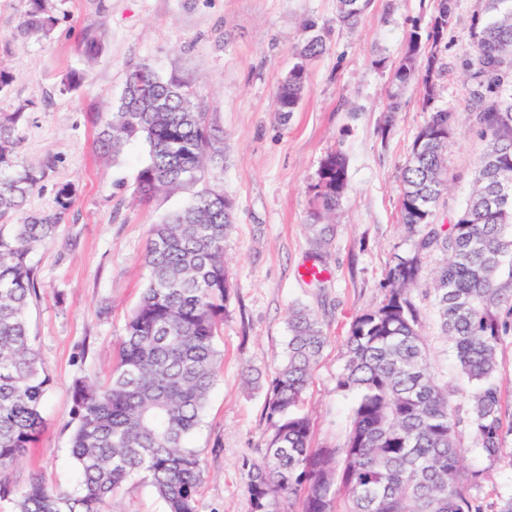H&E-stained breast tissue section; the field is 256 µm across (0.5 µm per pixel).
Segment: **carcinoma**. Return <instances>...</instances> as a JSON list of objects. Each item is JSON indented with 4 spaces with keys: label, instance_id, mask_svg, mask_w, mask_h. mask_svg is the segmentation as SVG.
Listing matches in <instances>:
<instances>
[{
    "label": "carcinoma",
    "instance_id": "obj_1",
    "mask_svg": "<svg viewBox=\"0 0 512 512\" xmlns=\"http://www.w3.org/2000/svg\"><path fill=\"white\" fill-rule=\"evenodd\" d=\"M427 37L415 25L395 71L405 86L418 82L415 56L423 41L427 70L439 72L440 30L458 20L457 0H436ZM495 18L475 33L469 65V117L486 140L469 202L445 230L436 207L446 191L448 140L457 113L431 109L434 85L422 99L427 112L412 155L401 173V224L414 253L398 259L382 303L357 315L346 339L338 388L353 398L351 426L340 448H313L311 424L296 412L321 356L326 337L315 311L288 315L287 362L268 380L266 418L271 430L260 460L247 464L253 512H335L338 495L347 512H485L471 487L478 471H464L465 449L457 429L466 425L488 461L504 457L502 400L496 381L498 345L512 326V8L490 0ZM369 0H337L336 22L354 28ZM56 23L49 0H24L8 42L43 39ZM97 24H88L84 53L100 49ZM297 59L324 51L325 32L305 27ZM307 76L284 79L279 112L296 111ZM21 110L0 114V221L8 220L40 185L42 165L19 161ZM148 148L136 180L147 200L155 193L195 184L215 134L200 102L176 78L149 64L131 66L116 111L100 122L96 144L120 154L134 142ZM347 162L328 154L309 186L308 229L314 252L308 274L318 282L326 262L332 215L343 195ZM72 184L59 185L53 210L31 214L0 232V473L15 466L38 439L41 409L51 379L33 345L28 311L39 297L31 252L53 240L74 203ZM224 194L205 188L191 204L152 226L144 255L147 286L126 322L108 382L76 380L71 388L75 426L70 453L78 479L70 491L40 479L17 489L0 478V503L11 512H111L127 481L150 484L166 512H197L203 471L190 438L202 420L216 380L214 345L224 322L229 282L224 238L232 208ZM444 262L432 282L437 315L461 372L472 383L470 411L457 418L448 385L432 373L410 288L423 256Z\"/></svg>",
    "mask_w": 512,
    "mask_h": 512
}]
</instances>
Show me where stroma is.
<instances>
[{"instance_id":"35a3bbf8","label":"stroma","mask_w":512,"mask_h":512,"mask_svg":"<svg viewBox=\"0 0 512 512\" xmlns=\"http://www.w3.org/2000/svg\"><path fill=\"white\" fill-rule=\"evenodd\" d=\"M431 10L432 0H371L348 29L335 24L336 0H55L49 37L0 44V69L15 77L0 112L24 108L19 158L46 167L23 213L52 210L57 186L75 187L56 239L30 255L40 292L30 306V329L52 384L39 440L8 472L14 485L37 475L51 487L74 486L71 386L79 378L106 382L147 282L143 255L151 229L201 188L223 192L234 221L224 240L230 288L215 338L216 381L191 438L204 471L197 512H252L246 465L264 453L266 381L287 360L288 311L299 304L318 313L327 336L299 411L311 419L313 447L343 444L352 400L337 382L350 322L382 302L390 269L413 251L400 222V174L426 114L417 86L403 90L395 111L389 92L412 22L428 25ZM491 15L489 0H458V21L443 35L433 104L459 114L448 144L450 184L438 207L445 225L463 207L484 148L468 115L467 63L473 22ZM94 21L101 51L89 59L82 37ZM308 23L331 26L327 49L308 64L297 111L280 112L276 92L297 61ZM139 62L177 77L202 99L218 136L217 155L197 185L147 201L135 192L144 147L133 144L112 156L96 146L100 116L115 111L125 74ZM72 70L86 80L68 91L63 81ZM333 151L347 158V181L323 282L316 285L306 274L313 249L308 187ZM442 261L437 251L424 258L411 298L431 369L447 382L463 417L470 385L427 297ZM497 381L505 445L512 448V333L498 350ZM459 441L467 465L481 472L474 495L497 506L512 489V467L481 458L468 429L460 430ZM114 508L165 512L153 489L137 480L117 491Z\"/></svg>"}]
</instances>
